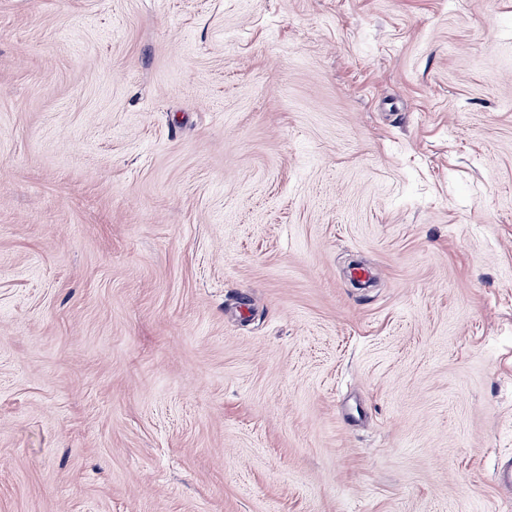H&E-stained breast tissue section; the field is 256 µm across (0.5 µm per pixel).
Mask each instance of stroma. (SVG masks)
I'll use <instances>...</instances> for the list:
<instances>
[{"instance_id": "stroma-1", "label": "stroma", "mask_w": 512, "mask_h": 512, "mask_svg": "<svg viewBox=\"0 0 512 512\" xmlns=\"http://www.w3.org/2000/svg\"><path fill=\"white\" fill-rule=\"evenodd\" d=\"M512 0H0V512H512Z\"/></svg>"}]
</instances>
